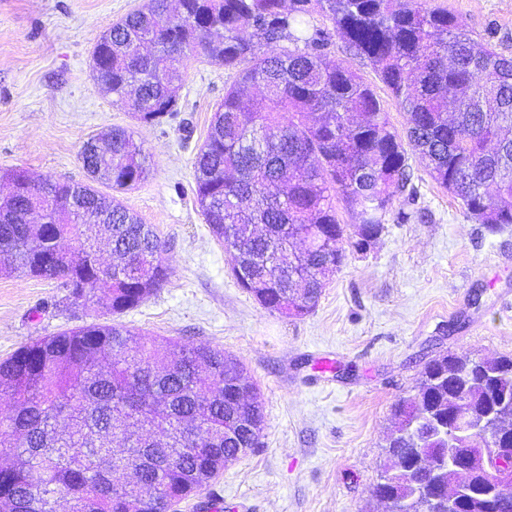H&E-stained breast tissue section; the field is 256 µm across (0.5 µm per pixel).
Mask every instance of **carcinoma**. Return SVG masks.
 Segmentation results:
<instances>
[{"label":"carcinoma","mask_w":512,"mask_h":512,"mask_svg":"<svg viewBox=\"0 0 512 512\" xmlns=\"http://www.w3.org/2000/svg\"><path fill=\"white\" fill-rule=\"evenodd\" d=\"M322 18L318 26L309 21ZM92 56L98 85L146 124L175 112L186 61L224 63L234 80L194 162L196 202L213 236L234 254L231 273L260 305L302 317L346 257L384 230L398 195H413L412 150L465 214L512 224V56L473 37L427 0H146L111 24ZM365 59L400 106L394 128L373 85L328 57L327 30ZM288 42L278 55L263 48ZM82 146L84 184L0 175V273L56 279L78 297L102 293L115 314L139 306L168 277L165 243L116 196L144 181L151 160L125 128L104 154ZM42 198L47 224L28 222ZM353 212L350 236L337 204ZM84 236L74 253L59 242ZM111 260L100 261V245ZM0 512H161L200 492L257 447L264 407L241 360L217 345L159 340L122 324L44 336L0 361ZM470 428L448 442V412ZM395 430L376 487L414 505L456 492L448 447L466 450L482 429L512 428V356L430 361L394 409ZM422 459L409 471L397 462ZM463 512H512L473 478Z\"/></svg>","instance_id":"cac0c4a2"}]
</instances>
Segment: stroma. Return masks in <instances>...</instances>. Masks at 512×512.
<instances>
[{"label":"stroma","mask_w":512,"mask_h":512,"mask_svg":"<svg viewBox=\"0 0 512 512\" xmlns=\"http://www.w3.org/2000/svg\"><path fill=\"white\" fill-rule=\"evenodd\" d=\"M145 0H0V171L84 183L83 143L110 127L133 131L148 178L120 198L166 243L169 276L121 315L151 336L217 345L237 356L265 409L257 448L177 512L218 500L243 512H384L375 496L391 409L441 354H512V224L468 218L410 155L415 192L393 200L382 234L348 253L309 315L269 312L229 271L224 246L196 203L194 161L230 77L191 56L176 113L138 120L94 80L105 28ZM481 40L512 56V0H436ZM105 300L77 299L58 280L0 275V359L43 336L109 323ZM335 361L333 372L314 359Z\"/></svg>","instance_id":"35a3bbf8"}]
</instances>
